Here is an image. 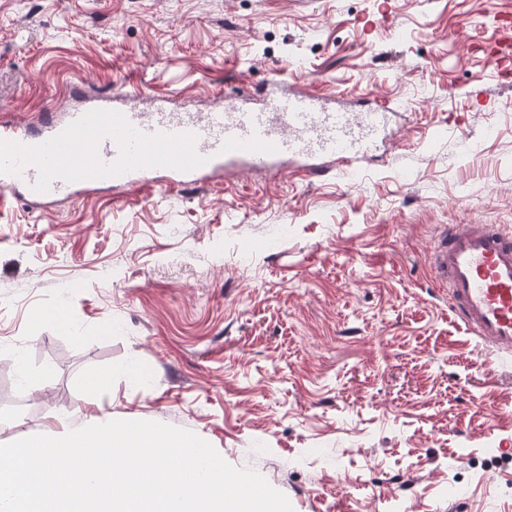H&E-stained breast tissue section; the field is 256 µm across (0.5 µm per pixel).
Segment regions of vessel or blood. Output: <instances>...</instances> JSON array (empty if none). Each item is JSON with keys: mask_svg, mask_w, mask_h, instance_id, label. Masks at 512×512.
Here are the masks:
<instances>
[{"mask_svg": "<svg viewBox=\"0 0 512 512\" xmlns=\"http://www.w3.org/2000/svg\"><path fill=\"white\" fill-rule=\"evenodd\" d=\"M490 56L500 76L512 75L511 36ZM281 84L274 74L261 90L195 112L166 103L142 109L134 88L75 86L74 103L44 113L37 131L0 116V209L16 201L44 210L101 190L202 187L244 173H340L365 160L394 109L355 111ZM430 263L466 330L511 358L512 230L443 226Z\"/></svg>", "mask_w": 512, "mask_h": 512, "instance_id": "obj_1", "label": "vessel or blood"}]
</instances>
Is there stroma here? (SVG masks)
<instances>
[{"label":"stroma","instance_id":"obj_1","mask_svg":"<svg viewBox=\"0 0 512 512\" xmlns=\"http://www.w3.org/2000/svg\"><path fill=\"white\" fill-rule=\"evenodd\" d=\"M391 2L0 0V114L276 72L404 107L353 179L0 212V386L39 410L0 444L94 407L203 436L293 512H512V360L429 267L442 225L512 227V79L483 50L512 0Z\"/></svg>","mask_w":512,"mask_h":512}]
</instances>
